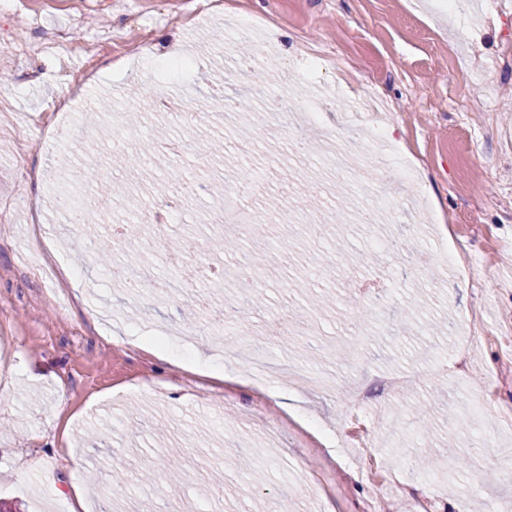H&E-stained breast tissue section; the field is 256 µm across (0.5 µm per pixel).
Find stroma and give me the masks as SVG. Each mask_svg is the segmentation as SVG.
<instances>
[{
	"mask_svg": "<svg viewBox=\"0 0 512 512\" xmlns=\"http://www.w3.org/2000/svg\"><path fill=\"white\" fill-rule=\"evenodd\" d=\"M76 25L91 48L55 46ZM1 28L12 39L0 44V499L69 512L80 482L86 512H361L369 498L375 512H410L397 486L363 471L369 451L425 488L432 512H455L460 497L466 512L512 508V0L461 13L442 0H14ZM134 39L150 53L99 71L69 103L68 135L35 130L70 81ZM262 51L264 67L234 72L238 53ZM259 85L293 90L291 114L262 112ZM156 87L186 100L194 121L158 111ZM224 98L238 104L227 116ZM308 112L323 126L305 149ZM124 127L128 154L156 144L141 172L112 164ZM326 137L365 151L372 180L324 168ZM87 163L120 196L142 180L131 208L181 175L210 182L164 230L143 229L142 268L170 279L211 264L222 280L134 295L113 279L56 204ZM241 163L259 175L240 200L249 224L212 236ZM328 182L345 214L378 209L352 225L350 262L310 278L336 237L335 208L308 204ZM40 224L91 312L50 300L51 281L31 270ZM438 224L455 226L476 279L439 262ZM178 237L189 247L174 260ZM197 358L222 367L223 383L187 370ZM302 366L325 370L335 390L290 382ZM422 370L405 393L349 400L350 382ZM285 411L335 436L358 412L368 444L321 451L280 426Z\"/></svg>",
	"mask_w": 512,
	"mask_h": 512,
	"instance_id": "stroma-1",
	"label": "stroma"
}]
</instances>
